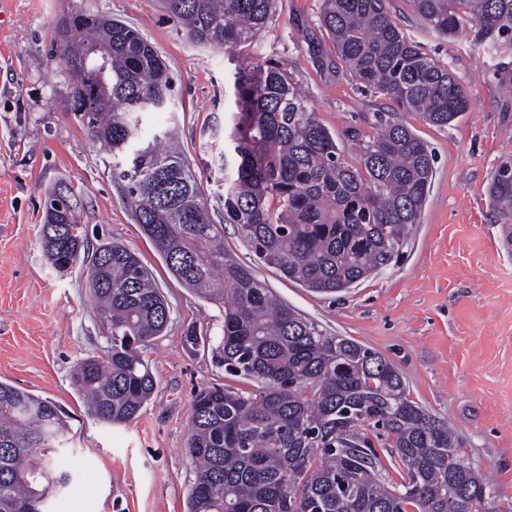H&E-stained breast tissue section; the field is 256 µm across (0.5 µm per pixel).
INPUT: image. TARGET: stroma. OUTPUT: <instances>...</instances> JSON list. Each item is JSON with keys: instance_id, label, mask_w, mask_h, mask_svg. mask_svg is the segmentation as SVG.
<instances>
[{"instance_id": "obj_1", "label": "stroma", "mask_w": 512, "mask_h": 512, "mask_svg": "<svg viewBox=\"0 0 512 512\" xmlns=\"http://www.w3.org/2000/svg\"><path fill=\"white\" fill-rule=\"evenodd\" d=\"M80 6L139 28L175 81V113L157 112L143 138L176 125L210 209L224 149L225 52L194 46L162 0H0V381L60 405L70 431L57 466L72 472L52 512H186L196 469L185 452L195 393L258 383L229 374L216 356L224 311L185 288L135 224L111 179V157L68 108L69 77L54 58L58 15ZM403 32L469 94L470 108L438 128L396 113L435 155L420 221L397 259L347 291H310L260 263L224 227V246L277 298L329 336L357 341L389 360L410 396L455 433L463 463L490 472L512 500V256L488 201L500 161L512 155V56L494 62L466 40L431 32L407 0H389ZM321 0H278L277 13L244 62L280 63L336 135L370 130L387 106L346 72L321 27ZM66 180L80 193L91 243L117 240L153 272L170 307L163 336L143 348L156 386L139 418L107 425L87 413L70 383L74 364L109 344L88 288L87 268L54 270L39 246L45 190Z\"/></svg>"}]
</instances>
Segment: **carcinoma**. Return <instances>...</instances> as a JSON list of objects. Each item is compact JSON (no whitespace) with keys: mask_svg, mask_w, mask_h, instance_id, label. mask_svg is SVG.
<instances>
[{"mask_svg":"<svg viewBox=\"0 0 512 512\" xmlns=\"http://www.w3.org/2000/svg\"><path fill=\"white\" fill-rule=\"evenodd\" d=\"M190 41L225 50L231 72L220 193L213 213L176 130L139 136L143 115L173 111V82L135 27L94 11L82 25L53 28V50L71 71L68 100L90 137L112 156L118 184L174 277L224 305L217 356L234 376L257 380L243 393L206 387L193 401L186 451L197 466L187 512H512L479 468L460 460L448 426L409 397L403 375L382 355L279 301L251 267L224 250L233 224L263 264L318 293L342 292L398 257L419 222L434 154L408 126L380 114L372 132L344 137L349 163L306 96L277 64H246L277 0H165ZM387 0H322L320 22L338 58L394 110L446 127L469 107L448 67L423 52ZM442 38L470 39L497 57L512 51V0H408ZM44 197L40 245L60 271L89 269L91 297L110 331L105 357L79 360L70 374L89 415L106 424L138 418L155 387L139 347L162 336L166 299L153 274L124 245L90 244L74 186ZM503 245L512 253V157L488 189ZM63 408L0 381V512L50 500L70 476L51 463L68 435ZM374 435L393 448L401 482L379 475Z\"/></svg>","mask_w":512,"mask_h":512,"instance_id":"1","label":"carcinoma"}]
</instances>
